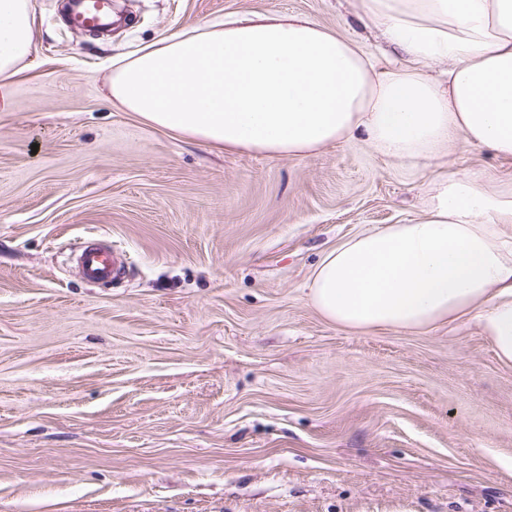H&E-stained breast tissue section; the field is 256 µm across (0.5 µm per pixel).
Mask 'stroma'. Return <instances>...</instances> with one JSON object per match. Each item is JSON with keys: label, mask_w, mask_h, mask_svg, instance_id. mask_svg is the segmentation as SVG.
<instances>
[{"label": "stroma", "mask_w": 512, "mask_h": 512, "mask_svg": "<svg viewBox=\"0 0 512 512\" xmlns=\"http://www.w3.org/2000/svg\"><path fill=\"white\" fill-rule=\"evenodd\" d=\"M33 3L0 112V512H512V368L476 320L356 333L305 298L437 176L511 183L512 160L225 150L108 96L113 59L258 12L400 58L358 0H114L108 36ZM92 239L121 279L77 275Z\"/></svg>", "instance_id": "obj_1"}]
</instances>
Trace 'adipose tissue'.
I'll list each match as a JSON object with an SVG mask.
<instances>
[{"mask_svg":"<svg viewBox=\"0 0 512 512\" xmlns=\"http://www.w3.org/2000/svg\"><path fill=\"white\" fill-rule=\"evenodd\" d=\"M361 9L407 63L380 67L306 16L254 14L113 63L109 95L148 125L229 150L307 157L361 134L406 163L459 142L512 158V0H361ZM32 10V0H0V112L32 53ZM511 224L512 183L439 177L417 217L328 251L308 302L354 332L423 333L472 316L512 367Z\"/></svg>","mask_w":512,"mask_h":512,"instance_id":"1","label":"adipose tissue"}]
</instances>
